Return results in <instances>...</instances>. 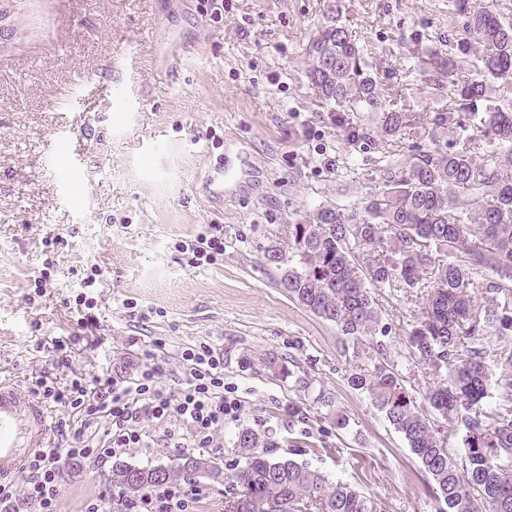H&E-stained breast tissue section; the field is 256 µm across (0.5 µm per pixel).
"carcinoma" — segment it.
I'll return each instance as SVG.
<instances>
[{
	"instance_id": "obj_1",
	"label": "carcinoma",
	"mask_w": 512,
	"mask_h": 512,
	"mask_svg": "<svg viewBox=\"0 0 512 512\" xmlns=\"http://www.w3.org/2000/svg\"><path fill=\"white\" fill-rule=\"evenodd\" d=\"M330 2L332 17L307 54L311 87L339 124L349 112H373L390 141L417 115L384 98L341 23L340 0ZM456 9L461 36L448 38V53H428L454 103L431 124L454 137L452 147L419 152L359 207L317 208L291 225V251L273 245L267 258L291 299L341 331L352 348L349 386L403 435L446 512H512V346L489 340L512 335V107L503 105L512 95V20L470 0H456ZM360 247L372 255L356 256ZM381 288L426 290L409 335L413 356L433 372L419 396L386 358L360 362L379 324ZM433 415L463 428L464 465L436 437ZM237 446L243 463L227 476L188 456L175 469L116 462L112 484L140 494L204 473L227 483L232 508L243 512H377L356 489L274 455L251 428L238 431Z\"/></svg>"
}]
</instances>
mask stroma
Returning a JSON list of instances; mask_svg holds the SVG:
<instances>
[{
    "mask_svg": "<svg viewBox=\"0 0 512 512\" xmlns=\"http://www.w3.org/2000/svg\"><path fill=\"white\" fill-rule=\"evenodd\" d=\"M326 4L224 0L217 16L199 0H12L18 35L0 50V379L27 393L105 368L124 380L151 350L176 392L182 351L206 343L224 355L237 416L201 449L179 420L144 422L145 447L122 461L170 467L193 455L228 472L247 426L380 512H442L407 441L349 387L336 326L290 299L266 256L287 246L291 225L328 203L360 206L432 145L431 126L419 123L384 141L366 112L349 115L356 135L337 127L306 75ZM455 4L342 0V21L386 98L447 111L427 53L460 31ZM117 86L130 111L112 110ZM61 135L79 153L75 167L52 156ZM227 157L239 158L240 178L216 196L209 179ZM211 224L224 227L223 257L188 267L178 243ZM82 292L97 302L96 326L82 325ZM423 294L382 291L376 334L418 393L433 382L409 344ZM60 336L73 339L65 366ZM269 352L293 361L292 377L264 367ZM339 413L348 428H338ZM61 475V512H81L112 487L108 465L67 457Z\"/></svg>",
    "mask_w": 512,
    "mask_h": 512,
    "instance_id": "obj_1",
    "label": "stroma"
}]
</instances>
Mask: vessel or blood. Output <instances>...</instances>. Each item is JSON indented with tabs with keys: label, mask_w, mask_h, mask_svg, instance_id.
<instances>
[{
	"label": "vessel or blood",
	"mask_w": 512,
	"mask_h": 512,
	"mask_svg": "<svg viewBox=\"0 0 512 512\" xmlns=\"http://www.w3.org/2000/svg\"><path fill=\"white\" fill-rule=\"evenodd\" d=\"M50 427L47 408L15 384L0 380V480L20 473Z\"/></svg>",
	"instance_id": "1"
}]
</instances>
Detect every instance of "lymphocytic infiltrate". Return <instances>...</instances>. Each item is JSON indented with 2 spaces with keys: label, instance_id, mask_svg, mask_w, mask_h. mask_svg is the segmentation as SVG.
<instances>
[{
  "label": "lymphocytic infiltrate",
  "instance_id": "1",
  "mask_svg": "<svg viewBox=\"0 0 512 512\" xmlns=\"http://www.w3.org/2000/svg\"><path fill=\"white\" fill-rule=\"evenodd\" d=\"M190 267L213 264L224 253V227L209 225L207 231L180 242ZM185 386L172 393L161 386L156 368L144 367L136 378L124 383L104 371L91 380L75 379L64 387L38 384L37 393L63 416L55 424L56 440L40 449L26 465L20 489L0 485V512H21V505L35 512H59L60 461L70 457L99 465L123 448H141L145 441L141 424L147 420L178 418L190 424L196 447H211L224 418L240 409L238 399L224 394V357L208 344L181 354ZM106 422L105 446L95 443V429ZM183 488L175 483L155 486L125 502V512H192Z\"/></svg>",
  "mask_w": 512,
  "mask_h": 512
}]
</instances>
